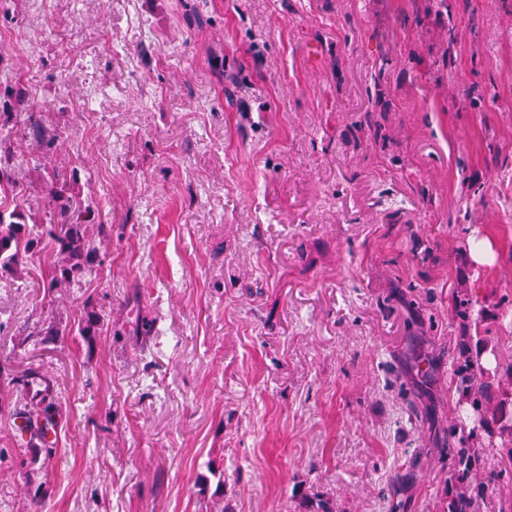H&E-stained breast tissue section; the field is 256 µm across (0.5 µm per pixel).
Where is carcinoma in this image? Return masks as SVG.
<instances>
[{
	"label": "carcinoma",
	"instance_id": "obj_1",
	"mask_svg": "<svg viewBox=\"0 0 512 512\" xmlns=\"http://www.w3.org/2000/svg\"><path fill=\"white\" fill-rule=\"evenodd\" d=\"M14 135H32L45 144L54 134L45 126L44 115L30 110L14 113V124L0 123V144ZM72 174L59 168L47 171V202L43 208L24 209L18 200L25 195L14 171L0 166V281L25 278L31 260L41 257L42 241L51 245L43 277L44 295L53 298L92 270L97 249L89 239L88 224L93 216L75 191ZM78 335L90 338L103 326L90 300L82 304ZM500 343L484 329L482 336H461L455 343L453 385L459 398L456 413L471 430L460 429L457 447L448 449V501L442 512H476L478 498L500 489L501 474L483 472L482 458L492 452L512 467V356L499 351ZM16 395L12 417L25 421L22 432L29 435L35 466L52 458L62 405L45 377L27 368L7 374L0 370V387ZM488 436V448H479L481 432ZM304 512H336L334 503L317 493L303 500Z\"/></svg>",
	"mask_w": 512,
	"mask_h": 512
}]
</instances>
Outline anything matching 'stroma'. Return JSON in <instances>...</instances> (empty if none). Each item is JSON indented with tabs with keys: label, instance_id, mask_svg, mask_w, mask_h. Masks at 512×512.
<instances>
[{
	"label": "stroma",
	"instance_id": "35a3bbf8",
	"mask_svg": "<svg viewBox=\"0 0 512 512\" xmlns=\"http://www.w3.org/2000/svg\"><path fill=\"white\" fill-rule=\"evenodd\" d=\"M448 6L0 5V113L58 133L8 143L24 203L44 161L76 169L109 232L56 299L0 282V359L23 346L63 406L38 469L0 392V512L39 484L51 512H438L453 293L512 330V0ZM88 298L93 341L23 344Z\"/></svg>",
	"mask_w": 512,
	"mask_h": 512
}]
</instances>
